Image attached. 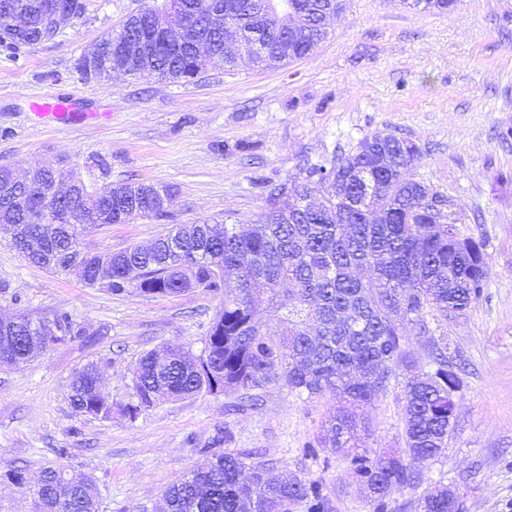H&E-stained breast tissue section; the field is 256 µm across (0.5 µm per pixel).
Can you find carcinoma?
<instances>
[{"label":"carcinoma","instance_id":"1","mask_svg":"<svg viewBox=\"0 0 512 512\" xmlns=\"http://www.w3.org/2000/svg\"><path fill=\"white\" fill-rule=\"evenodd\" d=\"M179 0L182 15L200 25L211 65L233 68L242 59L257 67L286 65L315 51L320 26L335 13L332 0ZM456 0H410L409 5L444 12ZM236 33L240 53L225 49L226 29ZM153 42L156 76L172 81L194 77L191 49L174 36L157 34L156 21L127 19L99 39L110 51L127 31ZM43 42L37 27L0 40L8 55ZM418 147L390 133L374 132L324 163L305 162L290 188L270 186L266 209L247 232L234 224H172L147 248L111 253L108 269L87 261L80 272L92 287L113 295L137 292L169 296L189 288L224 292L200 353L182 347L146 352L132 371L130 398L114 402L99 383L98 363L85 365L70 384V405L81 416L109 419L118 410L129 420L166 400L201 393L234 397L233 410L255 409L271 386L299 396L332 394L340 405L329 417L320 444L357 448L367 432L364 407L407 371L403 386V447L349 457V470L373 512H398L391 495L424 483L413 462L439 457L457 427L455 396L462 387L459 368L448 357V340L429 342L430 367L417 372L405 350V323L429 333L425 316L448 318L466 311L483 293L488 276L484 244L459 232L458 219L440 217L424 203L428 185L406 178ZM50 177L24 207L54 206L59 190ZM175 200L169 186L148 190L141 182L111 183L92 191L69 217L28 224L17 214L4 225L12 245L27 259L54 273L74 270L78 230L122 224L140 215L169 217ZM174 246L182 253L170 265ZM232 278L235 287L225 288ZM293 288L283 290L281 285ZM267 296L279 314L281 331L257 317L256 298ZM42 330L26 316L0 329V369L28 363L38 351L58 344H92L100 331L56 311ZM206 459L163 492L167 512H335L316 480L275 474L277 462L251 452L203 449ZM0 481L29 491L34 512H99L95 481L56 465L42 468L30 482L22 467L0 469ZM419 512H461L448 486L431 484L418 498Z\"/></svg>","mask_w":512,"mask_h":512}]
</instances>
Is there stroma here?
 <instances>
[{
	"instance_id": "obj_1",
	"label": "stroma",
	"mask_w": 512,
	"mask_h": 512,
	"mask_svg": "<svg viewBox=\"0 0 512 512\" xmlns=\"http://www.w3.org/2000/svg\"><path fill=\"white\" fill-rule=\"evenodd\" d=\"M144 0H86V11L53 40L19 57L0 53V165L15 176L44 160L61 183L100 188L132 179L168 184L172 223L253 224L266 183L302 160L319 163L385 131L420 150L410 178L450 199L461 233L483 240V295L456 318L428 317L429 336L408 329L426 366L429 338L447 336L464 387L457 429L444 453L423 464L428 481L453 489L462 512H512V0H457L445 13L402 0H341L315 52L268 69L207 68L193 80L128 76L82 80L77 60ZM47 94L72 95L87 121L59 126L37 116ZM164 231L134 219L88 232L99 253L150 245ZM0 230V319L46 318L64 310L100 330L91 346L70 343L0 372V466L37 477L47 464L92 476L100 512H164L162 492L201 460V449H261L280 472L320 480L338 512H372L348 469L347 451L316 447L337 405L332 395L273 387L262 406L230 415L227 397L164 401L136 421L78 416L69 384L88 361L101 366L113 400H127L131 371L147 351L199 352L219 294L114 296L30 264ZM372 453L403 445L400 383L365 407Z\"/></svg>"
}]
</instances>
